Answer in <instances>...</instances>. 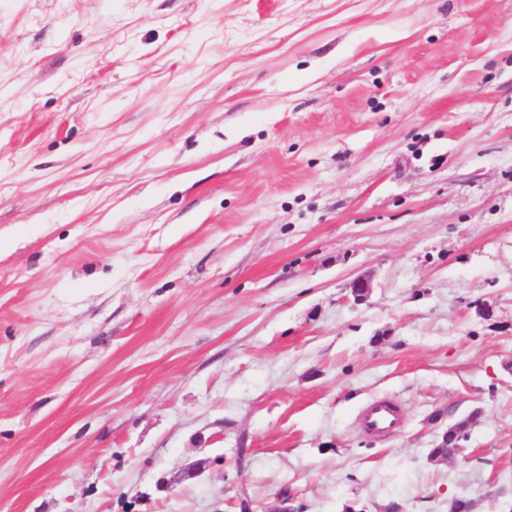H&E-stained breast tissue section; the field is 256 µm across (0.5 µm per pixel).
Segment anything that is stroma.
Wrapping results in <instances>:
<instances>
[{
    "instance_id": "obj_1",
    "label": "stroma",
    "mask_w": 512,
    "mask_h": 512,
    "mask_svg": "<svg viewBox=\"0 0 512 512\" xmlns=\"http://www.w3.org/2000/svg\"><path fill=\"white\" fill-rule=\"evenodd\" d=\"M285 488L512 512V0H0V512ZM360 421L367 432L382 435L400 427L401 416L398 407L393 403L376 401L363 410Z\"/></svg>"
}]
</instances>
